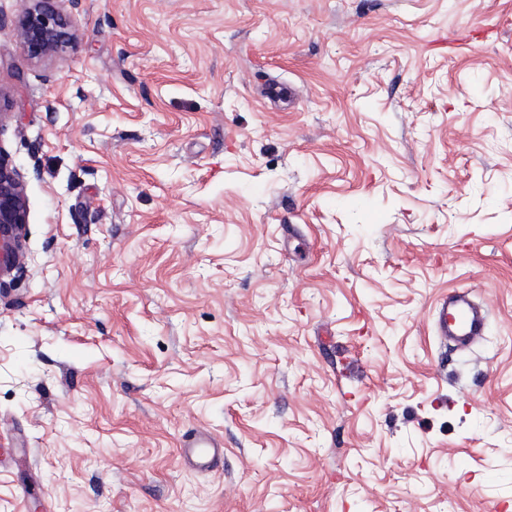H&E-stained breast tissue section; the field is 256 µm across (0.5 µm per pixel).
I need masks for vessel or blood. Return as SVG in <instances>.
Masks as SVG:
<instances>
[{"mask_svg":"<svg viewBox=\"0 0 512 512\" xmlns=\"http://www.w3.org/2000/svg\"><path fill=\"white\" fill-rule=\"evenodd\" d=\"M488 317V311L469 293L455 292L436 304L437 334L465 345L483 336ZM180 446L187 461L200 469L224 454L223 442L200 432L185 434Z\"/></svg>","mask_w":512,"mask_h":512,"instance_id":"obj_1","label":"vessel or blood"}]
</instances>
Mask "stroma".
<instances>
[{"label":"stroma","mask_w":512,"mask_h":512,"mask_svg":"<svg viewBox=\"0 0 512 512\" xmlns=\"http://www.w3.org/2000/svg\"><path fill=\"white\" fill-rule=\"evenodd\" d=\"M78 2L0 0V512L512 505V0ZM27 2L32 4L27 6ZM58 2L61 0H29L23 5L14 31L31 59L47 58L74 38V21L61 13ZM27 219L23 176L0 151V273L10 271L18 260ZM437 334L443 340L468 344L483 336L488 311L466 292L445 295L436 304ZM182 453L189 463L204 469L224 455V443L201 432H190L180 442Z\"/></svg>","instance_id":"obj_1"}]
</instances>
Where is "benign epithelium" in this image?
Returning a JSON list of instances; mask_svg holds the SVG:
<instances>
[{
    "instance_id": "7a95c632",
    "label": "benign epithelium",
    "mask_w": 512,
    "mask_h": 512,
    "mask_svg": "<svg viewBox=\"0 0 512 512\" xmlns=\"http://www.w3.org/2000/svg\"><path fill=\"white\" fill-rule=\"evenodd\" d=\"M14 31L27 56L47 58L74 38V21L58 8L60 0H29ZM28 213L22 174L0 152V273L10 271L19 257L20 238Z\"/></svg>"
}]
</instances>
